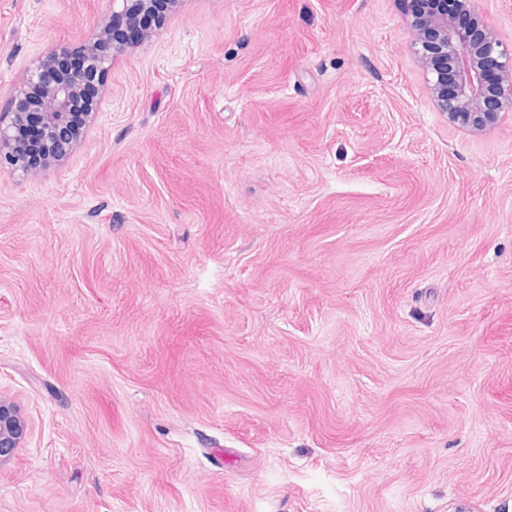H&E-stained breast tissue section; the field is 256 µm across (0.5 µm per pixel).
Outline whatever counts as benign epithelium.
<instances>
[{
    "mask_svg": "<svg viewBox=\"0 0 512 512\" xmlns=\"http://www.w3.org/2000/svg\"><path fill=\"white\" fill-rule=\"evenodd\" d=\"M156 0H112V26L140 31L139 41L151 36L141 28ZM474 21L473 30L448 15V0H428L420 17L410 22V48L425 69L431 96L448 120L460 127L482 131L495 125L501 113L512 111V48L500 38L481 13L477 0H460ZM123 44L109 38L103 24L81 47L89 74L103 79L112 65V53ZM87 76L63 70L51 55L34 62L10 97L8 112L0 113V162L24 176L36 177L72 148L68 124L70 109L86 91ZM29 130L26 140L17 126ZM43 146V164L30 168L27 152ZM30 433L18 405L0 398V463L11 459Z\"/></svg>",
    "mask_w": 512,
    "mask_h": 512,
    "instance_id": "benign-epithelium-1",
    "label": "benign epithelium"
}]
</instances>
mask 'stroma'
<instances>
[{"mask_svg": "<svg viewBox=\"0 0 512 512\" xmlns=\"http://www.w3.org/2000/svg\"><path fill=\"white\" fill-rule=\"evenodd\" d=\"M110 0H0V108ZM0 168V512H512V112L400 0H183ZM427 2L424 14L410 22V48L426 71L434 102L460 127H492L502 112L512 111L511 46L483 16L477 0L460 4L480 36L448 15V0ZM29 433V423L18 405L0 398V464L15 455Z\"/></svg>", "mask_w": 512, "mask_h": 512, "instance_id": "35a3bbf8", "label": "stroma"}]
</instances>
